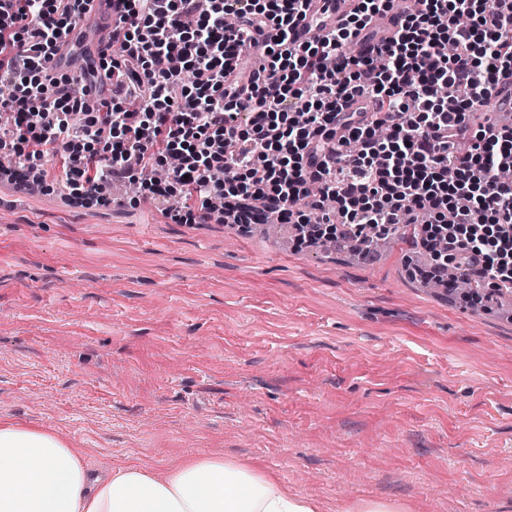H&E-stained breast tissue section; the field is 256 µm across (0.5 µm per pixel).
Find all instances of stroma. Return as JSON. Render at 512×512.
<instances>
[{
    "instance_id": "obj_1",
    "label": "stroma",
    "mask_w": 512,
    "mask_h": 512,
    "mask_svg": "<svg viewBox=\"0 0 512 512\" xmlns=\"http://www.w3.org/2000/svg\"><path fill=\"white\" fill-rule=\"evenodd\" d=\"M0 183V417L91 464L259 460L326 512H512V318L409 273L177 224L162 204ZM409 505L401 500L360 499L347 506L343 512H406Z\"/></svg>"
}]
</instances>
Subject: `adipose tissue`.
<instances>
[{
  "label": "adipose tissue",
  "mask_w": 512,
  "mask_h": 512,
  "mask_svg": "<svg viewBox=\"0 0 512 512\" xmlns=\"http://www.w3.org/2000/svg\"><path fill=\"white\" fill-rule=\"evenodd\" d=\"M255 460L193 455L92 471L53 429L0 419V512H322Z\"/></svg>",
  "instance_id": "obj_1"
}]
</instances>
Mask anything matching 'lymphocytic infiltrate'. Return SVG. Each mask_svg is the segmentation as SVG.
<instances>
[{"label": "lymphocytic infiltrate", "mask_w": 512, "mask_h": 512, "mask_svg": "<svg viewBox=\"0 0 512 512\" xmlns=\"http://www.w3.org/2000/svg\"><path fill=\"white\" fill-rule=\"evenodd\" d=\"M81 0H0V125L24 188L55 157L70 194L96 199L113 181L175 199L171 218L260 224L279 213L298 244L333 238L369 248L412 228L432 269L473 283L474 303L512 291V126L472 116L512 70V0H411L375 42L393 0H357L346 23L299 44L312 0H120L109 63L81 82L46 65L74 29ZM258 70L244 72L252 34ZM368 54H347L357 40ZM113 81L111 99L87 98ZM369 101L346 110L347 101ZM159 171L156 179L144 170Z\"/></svg>", "instance_id": "lymphocytic-infiltrate-1"}]
</instances>
